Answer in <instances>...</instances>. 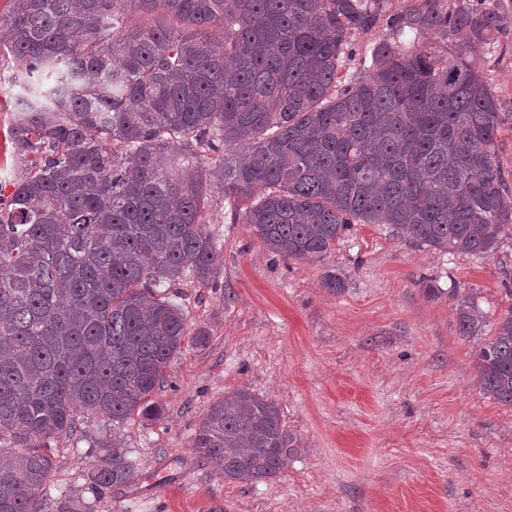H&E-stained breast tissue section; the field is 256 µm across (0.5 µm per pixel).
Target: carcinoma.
<instances>
[{
	"instance_id": "cac0c4a2",
	"label": "carcinoma",
	"mask_w": 512,
	"mask_h": 512,
	"mask_svg": "<svg viewBox=\"0 0 512 512\" xmlns=\"http://www.w3.org/2000/svg\"><path fill=\"white\" fill-rule=\"evenodd\" d=\"M388 2L22 0L0 14V56L27 88L9 130L22 173L0 213V512H96L137 477L114 432L92 498L49 504L52 442L84 414L114 429L160 417L172 358L205 342L159 287L219 273L213 179L233 220L288 259H322L353 224L472 255L512 232L499 103L468 51L499 16L419 0L392 19L412 40L378 43L371 71L338 86L350 35ZM456 317L460 335L481 331L471 303ZM475 361L483 393L512 406V307ZM192 448L252 484L278 477L299 441L273 402L238 388Z\"/></svg>"
}]
</instances>
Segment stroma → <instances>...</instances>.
<instances>
[{
  "label": "stroma",
  "instance_id": "1",
  "mask_svg": "<svg viewBox=\"0 0 512 512\" xmlns=\"http://www.w3.org/2000/svg\"><path fill=\"white\" fill-rule=\"evenodd\" d=\"M503 20L474 47L500 102L495 150L512 187V0H483ZM386 24L350 36L343 74L371 63L391 39ZM0 58V197L21 172L9 139L21 92ZM206 229L224 255L213 283L166 289L204 345L184 347L155 399L160 419L120 426L138 476L112 488L98 512H512V407L484 395L475 353L512 307V236L495 252L447 253L356 224L321 260L269 251L231 223L212 189ZM342 292L323 284L326 273ZM438 288L428 295L425 285ZM478 305L481 335L461 336L455 304ZM247 388L272 400L300 448L275 480L225 481L199 459L195 428L209 405ZM102 419L81 416L76 436L53 445L51 494L81 496L97 461Z\"/></svg>",
  "mask_w": 512,
  "mask_h": 512
}]
</instances>
